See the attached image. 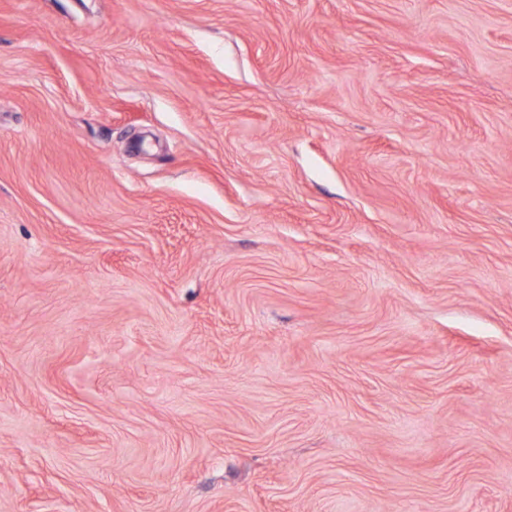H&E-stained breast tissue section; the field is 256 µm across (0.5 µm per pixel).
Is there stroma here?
<instances>
[{"label": "stroma", "instance_id": "35a3bbf8", "mask_svg": "<svg viewBox=\"0 0 512 512\" xmlns=\"http://www.w3.org/2000/svg\"><path fill=\"white\" fill-rule=\"evenodd\" d=\"M0 512H512V0H0Z\"/></svg>", "mask_w": 512, "mask_h": 512}]
</instances>
